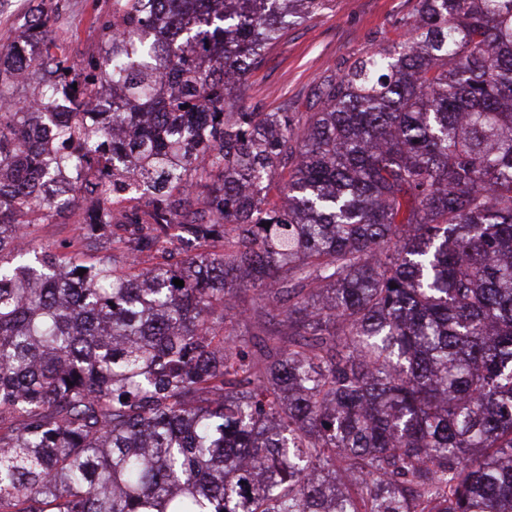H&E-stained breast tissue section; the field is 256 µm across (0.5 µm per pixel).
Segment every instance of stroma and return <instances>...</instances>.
I'll return each mask as SVG.
<instances>
[{"mask_svg":"<svg viewBox=\"0 0 512 512\" xmlns=\"http://www.w3.org/2000/svg\"><path fill=\"white\" fill-rule=\"evenodd\" d=\"M53 33L65 37L72 57L90 41L91 0H61ZM418 0H333L331 7L289 28L246 76L249 104L263 112L288 107L315 112L317 84L325 69L340 71L372 45L402 37Z\"/></svg>","mask_w":512,"mask_h":512,"instance_id":"35a3bbf8","label":"stroma"}]
</instances>
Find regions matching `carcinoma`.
Masks as SVG:
<instances>
[{
    "mask_svg": "<svg viewBox=\"0 0 512 512\" xmlns=\"http://www.w3.org/2000/svg\"><path fill=\"white\" fill-rule=\"evenodd\" d=\"M326 2L104 0L74 60L39 0L0 47V512H512V0L255 111Z\"/></svg>",
    "mask_w": 512,
    "mask_h": 512,
    "instance_id": "carcinoma-1",
    "label": "carcinoma"
}]
</instances>
